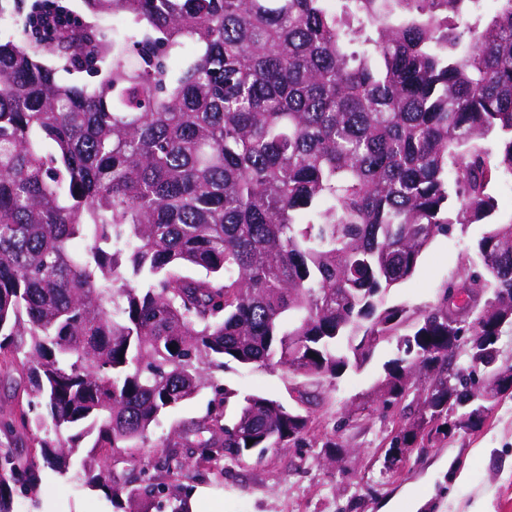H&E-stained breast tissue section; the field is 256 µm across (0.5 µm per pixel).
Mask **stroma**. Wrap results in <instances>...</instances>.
<instances>
[{
	"label": "stroma",
	"mask_w": 512,
	"mask_h": 512,
	"mask_svg": "<svg viewBox=\"0 0 512 512\" xmlns=\"http://www.w3.org/2000/svg\"><path fill=\"white\" fill-rule=\"evenodd\" d=\"M484 230L481 224L457 225L437 236L414 275L388 293V302L412 308L433 303L441 288L458 280ZM397 354L395 342L381 343L362 368L311 385L315 402L300 404L309 418L308 447L271 449L241 465L184 470L197 512H382L391 500L399 501L400 512H512L510 393L493 401L480 428L451 430L415 446L393 470H384L385 450L400 415L373 402L372 393ZM206 376L192 399L161 416L141 454H110L107 467L114 476L142 468L175 443L200 439L196 424L208 412L214 387L298 404L296 379L279 366L230 362L208 368ZM330 438L338 444V457L324 446ZM80 465L76 455L67 476L44 471L42 493L35 500L17 498V512H116L104 490L84 484Z\"/></svg>",
	"instance_id": "stroma-1"
}]
</instances>
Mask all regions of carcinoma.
<instances>
[{"label":"carcinoma","mask_w":512,"mask_h":512,"mask_svg":"<svg viewBox=\"0 0 512 512\" xmlns=\"http://www.w3.org/2000/svg\"><path fill=\"white\" fill-rule=\"evenodd\" d=\"M84 0L124 28L0 41V371L27 407L0 421L36 434L0 450V512L69 473L124 512H189L182 459L242 462L305 443L297 407L215 390L202 428L158 472L108 479L109 452L206 383L205 369L281 366L302 383L358 367L396 340L378 398L412 392L392 448L473 430L512 325V0ZM194 47L181 69L168 59ZM136 52L140 64L128 63ZM50 60L90 71L60 82ZM493 139L497 149L485 146ZM487 224L436 300L386 302L432 239ZM478 288L448 326V290ZM470 370L449 368L448 337ZM253 440L247 445V440Z\"/></svg>","instance_id":"obj_1"}]
</instances>
